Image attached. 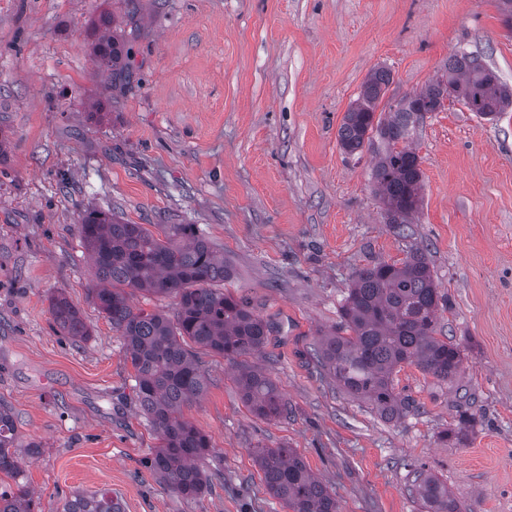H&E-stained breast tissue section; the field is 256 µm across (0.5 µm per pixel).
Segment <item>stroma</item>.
<instances>
[{
  "mask_svg": "<svg viewBox=\"0 0 512 512\" xmlns=\"http://www.w3.org/2000/svg\"><path fill=\"white\" fill-rule=\"evenodd\" d=\"M126 68L99 73L101 14ZM482 55L512 86V26L499 0H0V401L17 442L39 443L19 478L35 512L110 490L124 512H286L255 448L294 449L337 512H419L412 466L464 512H512V108L485 120L461 103L413 135L423 203L404 239L373 192V156L338 130L373 68L380 106ZM87 209L133 224H192L235 272L226 289L273 323L248 358L287 416L245 406L237 367L192 347L203 393L183 410L213 451L205 493L185 499L149 469L158 440L122 339L90 298ZM426 249L450 307L436 335L463 353L455 380L402 366L415 411L395 421L352 399L311 357L340 322L352 273ZM64 294L89 336L56 327ZM463 443L441 440L461 414Z\"/></svg>",
  "mask_w": 512,
  "mask_h": 512,
  "instance_id": "35a3bbf8",
  "label": "stroma"
}]
</instances>
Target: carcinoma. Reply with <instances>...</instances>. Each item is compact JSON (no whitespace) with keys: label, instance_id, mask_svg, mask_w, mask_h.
Listing matches in <instances>:
<instances>
[{"label":"carcinoma","instance_id":"carcinoma-1","mask_svg":"<svg viewBox=\"0 0 512 512\" xmlns=\"http://www.w3.org/2000/svg\"><path fill=\"white\" fill-rule=\"evenodd\" d=\"M93 55L99 69L112 73L122 59L113 38L99 39ZM390 82L389 71L370 72L343 117L338 138L348 154L372 151L375 193L386 223L407 238L422 204L420 157L411 144L415 127L446 99L492 120L512 107V88L499 80L482 56L462 52L448 59L447 79L404 96L378 116ZM159 228L161 234L156 235L112 213L80 214L79 233L93 262L91 299L125 344L135 372L137 401L159 440L151 470L172 492L196 499L208 478L195 461L212 445L182 414L205 387L204 373L186 349L187 342L238 364L236 384L256 416L280 418L288 414V404L268 373L240 361L266 343L271 326L245 301L224 292V283L233 278L231 266L192 225ZM130 289L174 297V318L133 307ZM447 302L426 254L418 248L409 250L399 263L380 260L361 267L341 306L340 326L320 339L312 358L349 397L369 404L386 420L399 418L411 408L394 385L395 373L403 365L413 364L441 381H452L460 372V346L435 336L439 311ZM50 311L64 335H89L80 310L64 294L50 298ZM16 440L14 415L0 403V473L13 479L21 474ZM254 454L267 490L287 512H336V498L293 449L257 448ZM412 487L424 512H461L448 485L437 477L416 469ZM31 507L23 486H0V512H31ZM63 512L123 508L112 492L101 490L73 494Z\"/></svg>","mask_w":512,"mask_h":512}]
</instances>
